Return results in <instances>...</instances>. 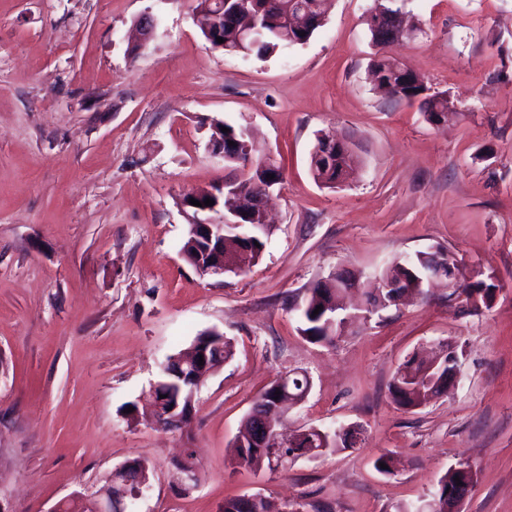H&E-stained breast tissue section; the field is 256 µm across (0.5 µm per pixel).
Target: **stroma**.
Segmentation results:
<instances>
[{
    "mask_svg": "<svg viewBox=\"0 0 512 512\" xmlns=\"http://www.w3.org/2000/svg\"><path fill=\"white\" fill-rule=\"evenodd\" d=\"M387 4L416 30L383 50L367 19ZM146 14L156 34L129 56ZM383 51L448 97L446 122L376 87ZM217 123L252 134L283 179L259 262L202 276L180 253V200L240 173L207 149ZM320 134L359 162L333 189L309 169ZM438 248L467 280L494 281L490 306L436 282L335 345L301 334L314 283L351 271V306L396 258ZM208 329L232 359L204 379L187 430H157L142 413L153 383ZM449 344L458 384L398 407L399 366ZM293 370L312 387L289 431L357 425L362 444L237 464L244 418ZM186 448L199 481L181 491ZM383 454L393 474L375 469ZM135 458L154 471L139 512H224L243 495L280 512H396L459 465L476 475L463 512H512V0H330L307 43L265 57L213 48L192 0H0V507L95 496Z\"/></svg>",
    "mask_w": 512,
    "mask_h": 512,
    "instance_id": "1",
    "label": "stroma"
}]
</instances>
